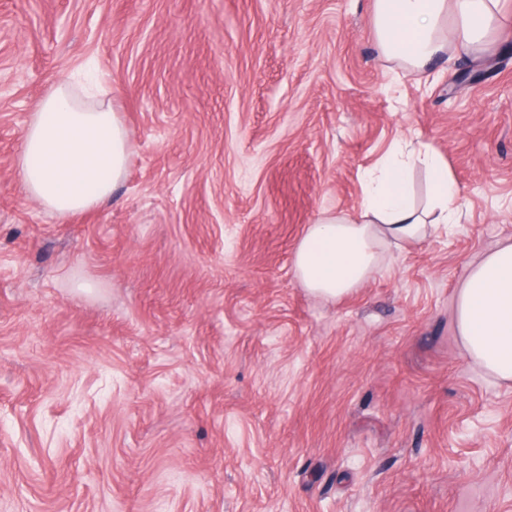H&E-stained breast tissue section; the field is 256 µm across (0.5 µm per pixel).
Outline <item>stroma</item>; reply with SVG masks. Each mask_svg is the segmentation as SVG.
I'll list each match as a JSON object with an SVG mask.
<instances>
[{
  "label": "stroma",
  "instance_id": "1",
  "mask_svg": "<svg viewBox=\"0 0 512 512\" xmlns=\"http://www.w3.org/2000/svg\"><path fill=\"white\" fill-rule=\"evenodd\" d=\"M373 0H0V512H512V382L454 323L512 239V24L496 70L381 59ZM96 81L123 181L61 218L16 177L60 80ZM419 138L460 224L340 301L294 253Z\"/></svg>",
  "mask_w": 512,
  "mask_h": 512
}]
</instances>
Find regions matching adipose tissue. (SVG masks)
<instances>
[{
	"mask_svg": "<svg viewBox=\"0 0 512 512\" xmlns=\"http://www.w3.org/2000/svg\"><path fill=\"white\" fill-rule=\"evenodd\" d=\"M377 51L415 69L447 51L479 57L498 30L512 23L502 0H374ZM42 164L32 168L33 153ZM127 132L117 112L81 103L66 83L55 84L25 128L17 159L22 191L66 217L105 205L128 162ZM426 166L430 195L419 205L409 183L411 158ZM364 198L353 213H323L294 255L297 278L313 296L340 299L380 267L383 252L420 241L459 223L460 190L447 162L421 142L364 174ZM458 337L489 374L512 380V243L474 262L458 290Z\"/></svg>",
	"mask_w": 512,
	"mask_h": 512,
	"instance_id": "1",
	"label": "adipose tissue"
}]
</instances>
